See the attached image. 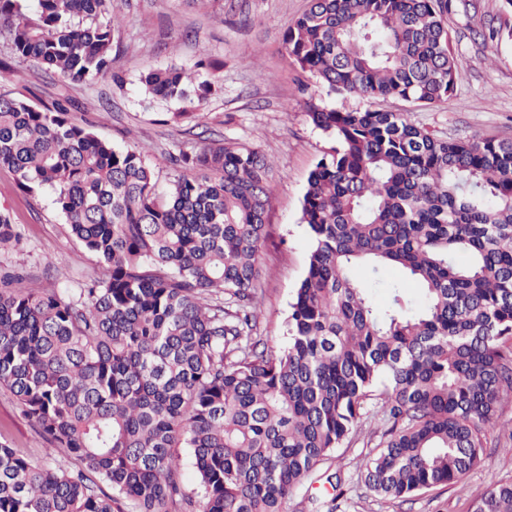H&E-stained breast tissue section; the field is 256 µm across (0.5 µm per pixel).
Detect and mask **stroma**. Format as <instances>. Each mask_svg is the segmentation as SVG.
I'll list each match as a JSON object with an SVG mask.
<instances>
[{
    "instance_id": "35a3bbf8",
    "label": "stroma",
    "mask_w": 512,
    "mask_h": 512,
    "mask_svg": "<svg viewBox=\"0 0 512 512\" xmlns=\"http://www.w3.org/2000/svg\"><path fill=\"white\" fill-rule=\"evenodd\" d=\"M448 18L461 74L448 100L420 108L399 100L382 109L407 113L415 125L439 138L512 140V44L483 41L479 33L497 14L500 0H457ZM309 0H114L122 22L113 39L116 79L71 84L37 63L15 57L0 38V93H22L34 104L61 94L73 99L71 117L116 148L139 152L154 168L160 191L178 176L163 158L179 149L224 140L245 144L273 163L269 240L261 253L258 333L273 350L287 344L289 302L303 278L311 241L301 224L311 170L333 145L306 114L308 101L339 110L363 108L357 96L335 93L288 58L283 36ZM220 62V88L204 112L190 122H166L176 102L146 94L148 72L177 66L195 70L199 60ZM0 207L21 232L16 247L0 248V279L26 275L36 288L75 291L96 278V258L71 237L50 191L21 190L15 175L0 168ZM481 462L452 486H437L385 503L365 486L363 459L373 444L355 433L336 448L290 498L288 512H470L486 488L512 482V452L495 440L512 437V395L505 396ZM0 438L39 464L46 458L37 430L22 415L12 393L0 387Z\"/></svg>"
}]
</instances>
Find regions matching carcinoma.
Returning a JSON list of instances; mask_svg holds the SVG:
<instances>
[{
	"mask_svg": "<svg viewBox=\"0 0 512 512\" xmlns=\"http://www.w3.org/2000/svg\"><path fill=\"white\" fill-rule=\"evenodd\" d=\"M26 2L0 0L14 54L74 84L112 74L113 0H33L35 19ZM456 7L311 0L285 50L334 92L433 107L460 79ZM486 38L512 41V0ZM142 84L183 104L179 122L206 109L217 79L173 66ZM68 104L0 93V168L52 192L102 275L77 295L22 277L0 287V386L81 467L36 465L0 441V512H287L372 411L387 428L364 483L387 502L480 462L512 392V141L445 140L403 112L308 104L335 146L308 178L313 245L276 352L257 336L256 301L271 161L236 142L181 149L165 158L183 173L162 195L139 152L96 137ZM19 239L0 208V247ZM384 268L400 277L382 281L379 308ZM178 448L190 449L192 495ZM471 512H512V483Z\"/></svg>",
	"mask_w": 512,
	"mask_h": 512,
	"instance_id": "cac0c4a2",
	"label": "carcinoma"
}]
</instances>
